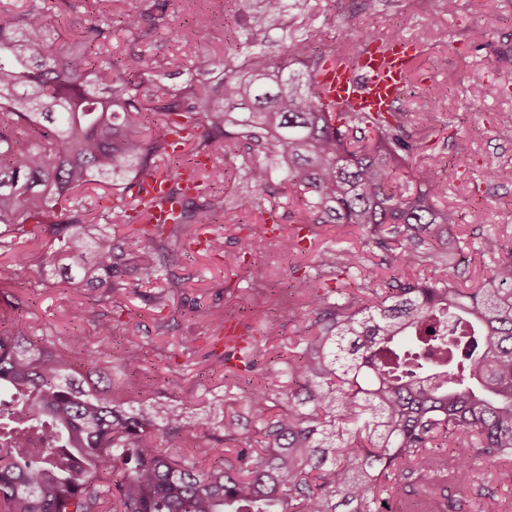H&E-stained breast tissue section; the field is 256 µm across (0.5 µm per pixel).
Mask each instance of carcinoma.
Segmentation results:
<instances>
[{
	"label": "carcinoma",
	"instance_id": "carcinoma-1",
	"mask_svg": "<svg viewBox=\"0 0 512 512\" xmlns=\"http://www.w3.org/2000/svg\"><path fill=\"white\" fill-rule=\"evenodd\" d=\"M100 2L63 43L43 0L0 4V255L32 279L74 270L70 287L113 297L127 288L124 245H135L146 280L174 288L171 239L231 209L272 224L287 253L309 251L318 224L361 227V247L317 254L331 284L293 277L310 306L306 332L245 396L255 426L246 438L233 410L188 426L178 406L144 403L156 379L112 397L110 370L129 381L141 367L136 350L112 343L117 327L139 329L120 304L76 308L88 335L37 344L22 324L1 331L0 512H389L400 499L430 512L440 484L467 483L474 460L512 463V247L484 237L489 274L472 287L448 266V179L435 164L411 171L432 135L426 117L323 103L316 71L355 48L295 12L307 0L239 10L237 39L179 88L145 65L143 40L166 24L165 0L133 11ZM202 154L210 164L198 168ZM160 177L182 200L173 224L151 223L154 201L142 195ZM99 183L116 200L105 215L78 193ZM219 183L233 185L232 199ZM276 198L291 206L287 233ZM260 245L240 236L224 263L240 266ZM66 349L86 353L88 377L75 376ZM259 356L241 351L238 371L253 372ZM284 378L302 380L286 409L274 394ZM28 424L44 447H25ZM170 436L193 453L164 447ZM498 506L481 483L446 495L443 512Z\"/></svg>",
	"mask_w": 512,
	"mask_h": 512
}]
</instances>
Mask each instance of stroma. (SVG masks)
<instances>
[{
	"label": "stroma",
	"instance_id": "stroma-1",
	"mask_svg": "<svg viewBox=\"0 0 512 512\" xmlns=\"http://www.w3.org/2000/svg\"><path fill=\"white\" fill-rule=\"evenodd\" d=\"M307 6L327 19L328 37L351 38L363 28L387 27L421 45L398 108L425 115L434 131L430 155L439 157L449 174L448 206L458 215L448 227L453 257L467 261L473 278L482 279L488 272L480 253L482 237L493 234L512 245V138L502 134L512 126V0H376L369 10L361 9L359 0H308ZM241 7L240 0H166V19L170 26L191 29L196 14H233ZM233 36V30L218 23L194 33L185 45L169 41L159 29L144 43L146 61L165 83L178 87L188 68L200 65ZM173 56L183 57V68L167 67ZM489 163L498 169L491 182L483 178ZM474 209L484 213L485 223H468ZM168 260L179 282L168 306L159 310L145 296L122 295L126 312L139 320L140 328L133 335L116 329L114 345L139 352L144 371L162 384L161 399L193 414L223 401L245 413L243 390L208 374L206 338L211 331L191 305L199 303L213 317H235L254 331L275 328L279 351L263 353L260 368L276 371L280 357L305 330L307 310L290 287V269L312 270L310 256L286 255L268 244L251 264L227 268L178 239L169 245ZM0 291L23 299L16 310L0 303V328L6 330L18 321L51 331L72 328L67 316L72 305H93L102 295L97 288L72 292L57 277L38 282L13 273L0 281ZM160 319L168 323L162 332L156 328Z\"/></svg>",
	"mask_w": 512,
	"mask_h": 512
}]
</instances>
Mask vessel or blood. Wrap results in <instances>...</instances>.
Segmentation results:
<instances>
[{
  "mask_svg": "<svg viewBox=\"0 0 512 512\" xmlns=\"http://www.w3.org/2000/svg\"><path fill=\"white\" fill-rule=\"evenodd\" d=\"M418 53L417 43L409 39L376 41L352 61L326 65L317 73L316 80L326 103L335 108L388 112L403 96L407 74ZM150 193L163 200L162 207L154 212V223H171L179 215L181 205L168 200L166 182H152Z\"/></svg>",
  "mask_w": 512,
  "mask_h": 512,
  "instance_id": "obj_1",
  "label": "vessel or blood"
}]
</instances>
